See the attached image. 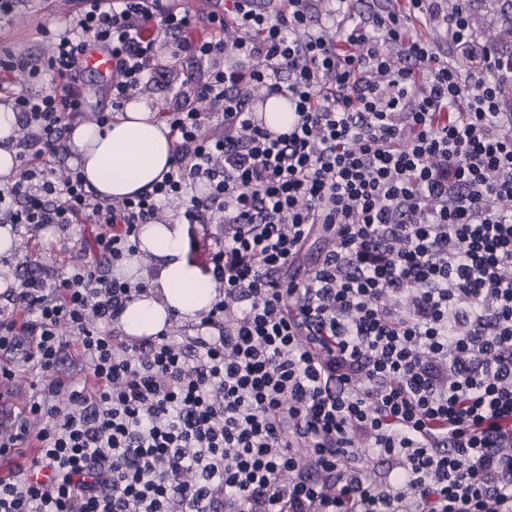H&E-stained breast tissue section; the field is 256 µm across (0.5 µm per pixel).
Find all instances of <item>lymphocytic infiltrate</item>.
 Returning a JSON list of instances; mask_svg holds the SVG:
<instances>
[{
    "instance_id": "lymphocytic-infiltrate-1",
    "label": "lymphocytic infiltrate",
    "mask_w": 512,
    "mask_h": 512,
    "mask_svg": "<svg viewBox=\"0 0 512 512\" xmlns=\"http://www.w3.org/2000/svg\"><path fill=\"white\" fill-rule=\"evenodd\" d=\"M310 2L223 0L197 20L167 0H78L65 30L42 26L43 63L0 50V76L26 74L0 224L94 226L92 259L0 293V354L37 376L0 455L32 439L37 454L0 478V512H512V60L477 47L467 0L447 18L467 80L408 25L436 0L368 18L338 0L332 33L308 25ZM91 45L116 74L102 126L164 74L160 48L202 68L163 113L169 171L113 202L53 163L86 109ZM259 90L287 97V131L258 122ZM174 201L219 226L224 291L182 341L132 345L113 326L146 285L110 269ZM391 458L393 480L368 476Z\"/></svg>"
}]
</instances>
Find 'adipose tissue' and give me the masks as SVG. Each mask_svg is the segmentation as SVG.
<instances>
[{
	"mask_svg": "<svg viewBox=\"0 0 512 512\" xmlns=\"http://www.w3.org/2000/svg\"><path fill=\"white\" fill-rule=\"evenodd\" d=\"M71 142L81 157V169L91 188L112 200L151 189L172 163L174 139L158 113L131 103L110 126L76 125ZM139 246L160 264L155 293L142 294L127 303L120 322L129 336H154L171 318H201L217 295L213 280L204 278L182 256L180 224H145Z\"/></svg>",
	"mask_w": 512,
	"mask_h": 512,
	"instance_id": "1",
	"label": "adipose tissue"
}]
</instances>
